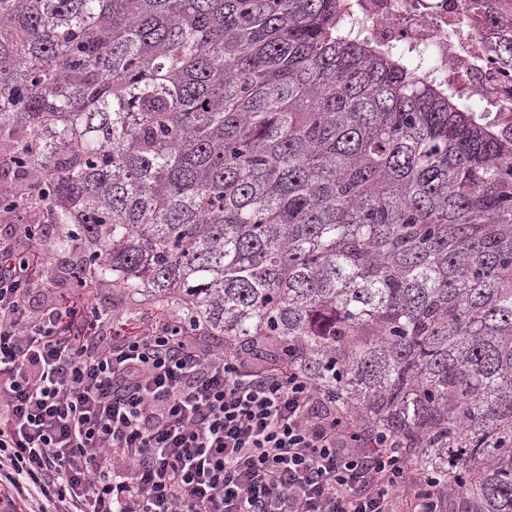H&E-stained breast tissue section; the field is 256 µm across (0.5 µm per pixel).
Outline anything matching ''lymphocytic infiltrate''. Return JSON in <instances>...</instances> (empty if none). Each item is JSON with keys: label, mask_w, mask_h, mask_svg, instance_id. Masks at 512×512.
Here are the masks:
<instances>
[{"label": "lymphocytic infiltrate", "mask_w": 512, "mask_h": 512, "mask_svg": "<svg viewBox=\"0 0 512 512\" xmlns=\"http://www.w3.org/2000/svg\"><path fill=\"white\" fill-rule=\"evenodd\" d=\"M46 231L0 239V512H441L393 437L285 363L159 310L107 325L86 280L32 308Z\"/></svg>", "instance_id": "obj_1"}]
</instances>
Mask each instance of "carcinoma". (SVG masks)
<instances>
[{"instance_id":"1","label":"carcinoma","mask_w":512,"mask_h":512,"mask_svg":"<svg viewBox=\"0 0 512 512\" xmlns=\"http://www.w3.org/2000/svg\"><path fill=\"white\" fill-rule=\"evenodd\" d=\"M347 13L0 0V224L75 225L49 255L288 362L444 512H512V130Z\"/></svg>"}]
</instances>
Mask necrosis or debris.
Wrapping results in <instances>:
<instances>
[{"label": "necrosis or debris", "instance_id": "4bbe7bcc", "mask_svg": "<svg viewBox=\"0 0 512 512\" xmlns=\"http://www.w3.org/2000/svg\"><path fill=\"white\" fill-rule=\"evenodd\" d=\"M350 19L373 42L428 58L431 78L458 84L484 109L512 101V71L500 73L478 54L483 16L460 0H354Z\"/></svg>", "mask_w": 512, "mask_h": 512}]
</instances>
